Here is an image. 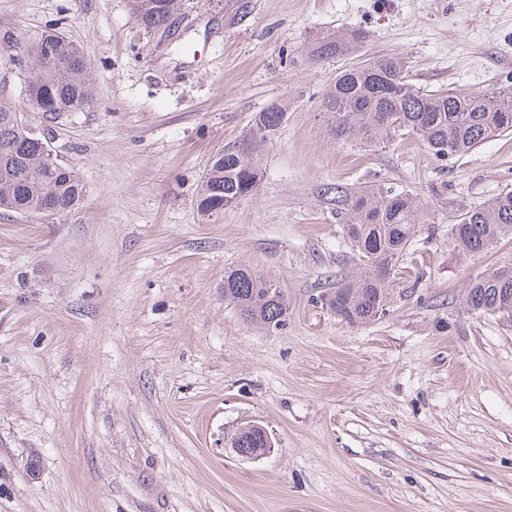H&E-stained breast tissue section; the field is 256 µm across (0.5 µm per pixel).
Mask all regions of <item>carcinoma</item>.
<instances>
[{
	"label": "carcinoma",
	"instance_id": "cac0c4a2",
	"mask_svg": "<svg viewBox=\"0 0 512 512\" xmlns=\"http://www.w3.org/2000/svg\"><path fill=\"white\" fill-rule=\"evenodd\" d=\"M132 12L146 31L168 28L178 0H131ZM365 39L360 30L315 39L312 59L349 54ZM0 45L18 50L10 63L27 68L26 92L45 117L56 120L90 108L94 89L81 48L54 28L32 41L9 34ZM338 137L358 136L369 143L415 135L441 166L487 139L512 130V86L483 93L456 89L421 91L407 79L405 62L395 55L371 57L358 67L336 74L321 100ZM286 119L278 104L258 113L247 150L224 148L214 157L198 209L219 214L257 193L261 175L256 154ZM84 194L74 166L51 156L45 138L28 127L22 113L0 100V211L56 215L71 211ZM322 197L342 224L360 272L336 282L325 292L337 317L350 324L376 320L388 310L391 288L400 275L399 261L417 232L425 204L421 198L382 184L351 192L341 185L324 188ZM512 239V190L461 210L448 241L458 251L479 256L504 238ZM274 283L241 266L224 274V300L251 324L278 328L288 317V295L267 296ZM462 305L475 313L512 321V266H502L470 279Z\"/></svg>",
	"mask_w": 512,
	"mask_h": 512
}]
</instances>
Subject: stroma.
<instances>
[{"instance_id":"stroma-1","label":"stroma","mask_w":512,"mask_h":512,"mask_svg":"<svg viewBox=\"0 0 512 512\" xmlns=\"http://www.w3.org/2000/svg\"><path fill=\"white\" fill-rule=\"evenodd\" d=\"M175 21L0 0V33L61 24L95 82L51 122L0 59V100L85 185L64 214L0 212V512H512V322L459 304L512 240L448 243L462 208L512 189V133L443 167L413 135L337 138L320 107L386 54L423 90L512 84V0H182ZM355 29L359 52L312 60L317 35ZM282 102L258 192L201 212L213 156ZM374 180L425 204L404 258L422 278L352 325L318 301L355 269L320 190ZM242 265L286 291L284 326L225 302ZM249 421L274 442L255 461L224 448Z\"/></svg>"}]
</instances>
